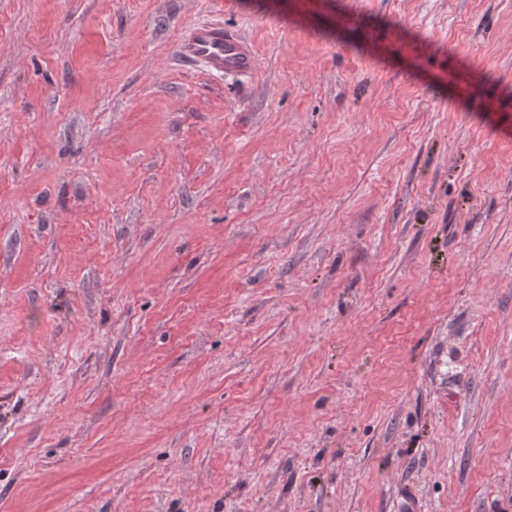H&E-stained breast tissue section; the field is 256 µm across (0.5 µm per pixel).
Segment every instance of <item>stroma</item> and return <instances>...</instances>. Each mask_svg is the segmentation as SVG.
Segmentation results:
<instances>
[{
  "instance_id": "1",
  "label": "stroma",
  "mask_w": 512,
  "mask_h": 512,
  "mask_svg": "<svg viewBox=\"0 0 512 512\" xmlns=\"http://www.w3.org/2000/svg\"><path fill=\"white\" fill-rule=\"evenodd\" d=\"M409 504L512 512V0H0V512ZM178 51L183 57L200 63L211 74L251 73L255 67L249 44L221 25L193 26L180 41Z\"/></svg>"
}]
</instances>
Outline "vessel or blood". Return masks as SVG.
<instances>
[{"label": "vessel or blood", "instance_id": "vessel-or-blood-1", "mask_svg": "<svg viewBox=\"0 0 512 512\" xmlns=\"http://www.w3.org/2000/svg\"><path fill=\"white\" fill-rule=\"evenodd\" d=\"M179 53L217 75L249 73L255 67L249 44L220 25L199 24L190 28L179 43Z\"/></svg>", "mask_w": 512, "mask_h": 512}]
</instances>
